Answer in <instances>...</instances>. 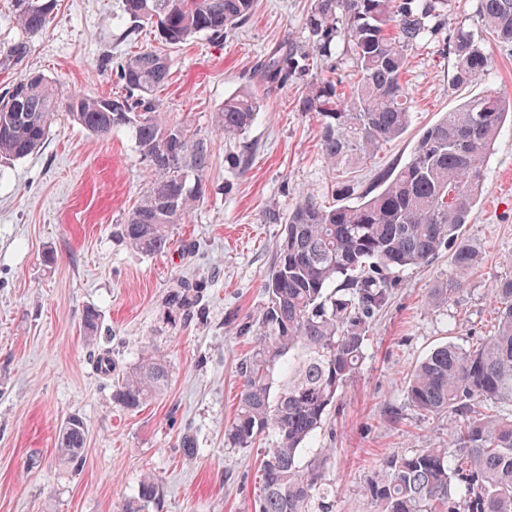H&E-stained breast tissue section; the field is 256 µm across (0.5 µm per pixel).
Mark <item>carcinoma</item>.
<instances>
[{"label": "carcinoma", "mask_w": 512, "mask_h": 512, "mask_svg": "<svg viewBox=\"0 0 512 512\" xmlns=\"http://www.w3.org/2000/svg\"><path fill=\"white\" fill-rule=\"evenodd\" d=\"M54 0H16L15 21L28 37L43 31ZM256 0H122V17L155 24L160 41L178 46L198 36L222 43L246 26ZM483 36L512 46V0H479ZM450 25L448 0H311L296 36L259 57L254 72L263 91L248 89L224 99L213 117L225 143L252 126L263 96L309 72L310 57L351 70L338 79L314 78L303 109L317 115L326 163L342 173L364 163L411 121L405 75L412 50L431 43ZM454 81L483 80L494 62L470 32L453 30ZM112 71L125 93L107 100L81 93L59 94L40 72H29L0 93V161L27 157L47 140L64 113L86 131L106 137L132 129L147 166L148 184L118 225L119 237L144 254L168 249L169 229L183 223L204 196L211 155L207 139L181 119H165L157 91L170 78L171 59L145 49L115 59ZM512 104L488 90L425 128L399 170L378 173L380 189L355 195L354 184L339 194L356 201L326 206L313 192L301 195L286 216L272 210L266 222L284 225L263 288L267 296L256 318L240 325L253 336L239 367L242 389L225 446L245 449L271 437L260 461L255 512H333L336 489L325 482L322 448L304 459L338 391L361 366L369 320L390 299V275L421 265L442 249L455 265L478 269L481 253L464 241L492 151ZM229 168L247 170L248 151L227 153ZM202 291L182 288L169 295L168 315L187 319ZM497 329L480 346L448 342L413 370L408 402L426 414L452 412V448H420L387 461L373 488L380 512H512V276L495 281ZM99 314L84 311L86 340L95 341ZM113 376V396L137 410L159 396L169 381L164 355L154 346L138 364L118 371L110 354L98 360ZM279 370V381L273 380ZM87 424L71 416L60 427L61 458L79 461ZM465 489L458 500L453 485ZM158 479L146 474L122 512H149L159 505Z\"/></svg>", "instance_id": "obj_1"}]
</instances>
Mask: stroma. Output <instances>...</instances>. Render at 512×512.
Listing matches in <instances>:
<instances>
[{
	"instance_id": "obj_1",
	"label": "stroma",
	"mask_w": 512,
	"mask_h": 512,
	"mask_svg": "<svg viewBox=\"0 0 512 512\" xmlns=\"http://www.w3.org/2000/svg\"><path fill=\"white\" fill-rule=\"evenodd\" d=\"M309 5L257 0L235 37L221 44L201 37L171 50V79L159 93L164 110L193 120L212 164L204 198L185 223L173 225L167 251L145 255L115 234L147 175L128 131L102 139L62 117L39 151L0 162V512H117L148 471L163 489L159 512H254L268 443L228 449L224 431L241 391L238 366L251 346L239 326L266 301L262 283L283 232L264 213L288 212L307 190L336 203L340 176L323 158L316 114L302 109L305 81L276 89L262 104L242 139L254 150L244 174L225 162L212 117L225 97L262 87L252 69L256 58L298 34ZM120 7V0H55L44 30L26 39L14 0H0V89L38 71L64 93L116 96L111 60L159 43L149 24L128 33ZM20 40L26 53L4 64ZM481 46L494 69L461 90L452 85L447 45L411 52V123L357 169L358 189L379 171L402 166L422 130L466 98L493 87L512 100V46L491 39ZM463 236L484 262L455 297L436 294L460 277L451 249L392 275L390 302L370 322L362 366L317 432L313 448L333 451L325 473L336 488L334 512H377L372 489L387 460L450 443L455 415L417 411L406 384L436 347L473 346L495 328L491 288L512 276L511 127L495 143ZM192 285L203 291L199 310L171 320L168 294ZM89 308L100 315L92 344L81 322ZM148 344L166 357L168 387L131 411L114 399L97 359L110 352L125 370ZM72 415L88 427L76 469L56 449ZM187 438L196 450L190 457L183 453Z\"/></svg>"
}]
</instances>
